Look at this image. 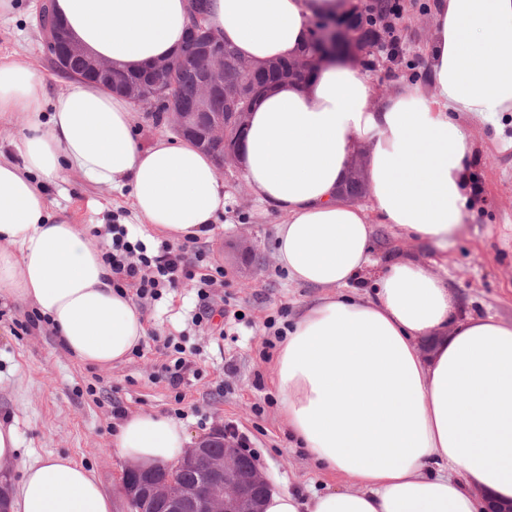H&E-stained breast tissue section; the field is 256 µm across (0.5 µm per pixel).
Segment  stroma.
Returning a JSON list of instances; mask_svg holds the SVG:
<instances>
[{
  "instance_id": "35a3bbf8",
  "label": "stroma",
  "mask_w": 512,
  "mask_h": 512,
  "mask_svg": "<svg viewBox=\"0 0 512 512\" xmlns=\"http://www.w3.org/2000/svg\"><path fill=\"white\" fill-rule=\"evenodd\" d=\"M399 3L396 65L376 68L365 57L355 60L373 105L398 86L430 83V0ZM38 5L39 0H16L15 11L0 18V62L35 65L49 92L59 94L68 89V79L44 49ZM503 123L500 132L491 123L464 125L473 151L471 175L486 211L466 220L449 245L448 285L462 314L511 321L512 119ZM222 179L223 221L197 245L226 273V286L210 290L211 304L241 312L240 323L228 325L217 316L211 325L195 326L196 294L179 287L144 308L147 336L141 346L123 363L101 369L73 359L51 326L27 327L31 305L0 299V421L14 423L20 436V459L7 465L12 478H20L22 463L66 455L91 468L108 493L118 494L125 462L112 450V436L125 416L159 412L181 421L193 440L219 425L237 427L249 439L250 456L264 470L277 471L283 488L351 489L344 476L321 472L293 447L272 384L275 350L267 342L313 291L291 282L277 264L274 237L281 215L255 202L240 169L227 168ZM47 195L54 212L86 230L122 223L147 247L157 243V234L142 224L126 197L78 173L49 184ZM167 337L191 362L176 390L162 372L168 358L159 342Z\"/></svg>"
}]
</instances>
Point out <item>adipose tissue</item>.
I'll return each instance as SVG.
<instances>
[{"instance_id": "1", "label": "adipose tissue", "mask_w": 512, "mask_h": 512, "mask_svg": "<svg viewBox=\"0 0 512 512\" xmlns=\"http://www.w3.org/2000/svg\"><path fill=\"white\" fill-rule=\"evenodd\" d=\"M338 0H212L208 24L262 64L294 57L314 15ZM91 54L136 70L187 37L186 0H54ZM432 92L417 84L370 105L352 65L302 85L281 82L252 108L239 157L245 183L279 212L275 257L317 294L278 344L273 386L289 437L347 491L271 492L263 512H481L512 501V321L462 316L446 277L402 254L371 295L354 288L376 262L374 231L446 251L484 205L469 172L462 120L512 114V0H434ZM24 126L0 155V298L32 305L65 349L101 368L125 361L146 320L86 229L51 213L45 182L75 171L128 194L172 243L211 234L226 194L211 157L187 140L137 142L132 104L83 80L49 96L31 66L0 63V116ZM366 150L368 205L345 198L348 164ZM191 440L153 412L127 417L120 458L165 464ZM12 512H112L97 477L68 456L26 463Z\"/></svg>"}]
</instances>
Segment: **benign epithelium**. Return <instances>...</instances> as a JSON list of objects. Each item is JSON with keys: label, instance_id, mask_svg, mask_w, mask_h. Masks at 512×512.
Segmentation results:
<instances>
[{"label": "benign epithelium", "instance_id": "benign-epithelium-1", "mask_svg": "<svg viewBox=\"0 0 512 512\" xmlns=\"http://www.w3.org/2000/svg\"><path fill=\"white\" fill-rule=\"evenodd\" d=\"M50 4L51 0H41L38 17L43 44L55 67L62 72L63 64L76 60L88 76L109 80L116 67L84 51L64 25L50 15ZM190 28L202 75L199 95L192 104L187 105L168 87L161 84L159 89L166 98L167 114L178 134H193L201 118L206 115L210 117L203 132L202 144L221 174L226 166L237 162L249 111L262 93L263 86L253 81L240 89L234 97L229 121H224V113L214 111L215 102L224 96V40L208 29L203 18L197 14L192 18ZM313 30L322 51L293 58L288 66L286 81L303 84L317 68L338 62L346 54L360 52L356 34L344 25L315 23ZM179 61L180 58L174 56L154 62L145 70L157 80L169 77L176 81ZM121 91L139 108L153 103L151 86L148 84H126ZM216 441L222 443L224 452L213 457L210 448ZM199 467L207 471L208 481L182 485L176 482L179 472ZM271 490L261 465L252 458H246L234 440L224 436V430L220 427L193 442L174 463L153 466L127 464L120 484V493L127 504H144L146 512H261L259 500L262 493Z\"/></svg>", "mask_w": 512, "mask_h": 512}]
</instances>
